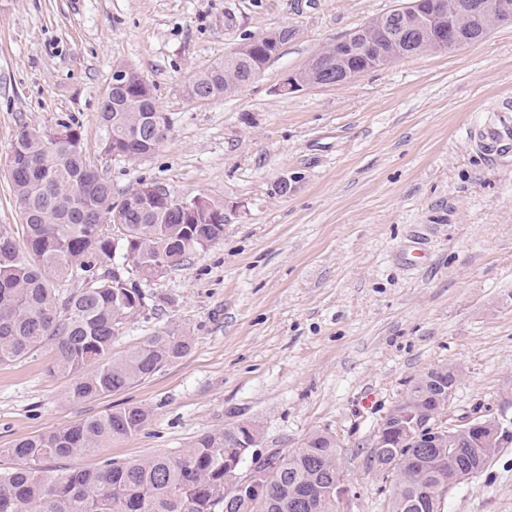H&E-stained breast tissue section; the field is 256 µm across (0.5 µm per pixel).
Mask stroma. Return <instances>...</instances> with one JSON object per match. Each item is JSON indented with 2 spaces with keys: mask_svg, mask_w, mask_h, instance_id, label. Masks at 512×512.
<instances>
[{
  "mask_svg": "<svg viewBox=\"0 0 512 512\" xmlns=\"http://www.w3.org/2000/svg\"><path fill=\"white\" fill-rule=\"evenodd\" d=\"M401 0H0V226L21 216L7 172L26 128L80 125L121 199L143 181L225 206L224 238L144 283L156 308L126 320L121 357L175 329L190 352L124 391L82 403L45 347L0 365V470L16 440L129 404L152 414L129 438L47 461L176 453L200 435L254 424L261 452L334 435L336 512H389L394 477L369 461L378 430L424 372L457 367L445 426H512V157L474 142L512 99V24L451 52H426L343 85L282 95L278 85L325 45ZM293 37L229 97L186 84L247 37ZM153 86L165 141L130 161L99 152L97 114L113 65ZM288 180L287 193L276 185ZM441 512H512V440Z\"/></svg>",
  "mask_w": 512,
  "mask_h": 512,
  "instance_id": "obj_1",
  "label": "stroma"
}]
</instances>
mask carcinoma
<instances>
[{"instance_id":"1","label":"carcinoma","mask_w":512,"mask_h":512,"mask_svg":"<svg viewBox=\"0 0 512 512\" xmlns=\"http://www.w3.org/2000/svg\"><path fill=\"white\" fill-rule=\"evenodd\" d=\"M385 35L361 39L347 65L363 67L393 43L427 51V35L409 30L402 15L378 17ZM451 33L466 43L480 40V31L463 13L450 16ZM269 51L248 58L231 53L219 60L222 69L195 77L215 97L230 96L251 82L253 66L268 62ZM142 110L133 96L126 111L101 102L99 148L112 154L117 142L126 154L141 151L142 141L126 128ZM11 153L20 169L11 178L16 204L29 212L27 223L0 228V364L18 362L45 345L56 351L57 371L70 376L68 398L85 402L123 391L186 356L191 337L176 330L160 331L125 356L111 358L123 313L148 307L141 283L181 266L184 261L224 237V225L185 224L179 215L155 220L130 210L125 223H112V183L101 176L87 155L80 127L59 122L56 129L22 130ZM138 277L123 286L102 273L115 250ZM81 282L67 292L62 283ZM419 406L431 407L433 391L422 380L410 388ZM150 411L129 405L103 415L82 418L48 433L18 440L7 453L25 466L0 471V512H335L325 495L309 497L336 474V437L315 431L306 446L280 455L268 476L265 497L224 502V483L233 480L237 456L249 431L226 428L197 438L177 455L159 453L124 461H108L97 470L48 471L46 459L95 452L106 443L128 438L150 420ZM379 469L396 467L390 512H415L418 499L441 501L438 475L444 469L482 468L473 449L463 443L448 458L434 448H385L375 456ZM309 505L291 508L292 503Z\"/></svg>"}]
</instances>
